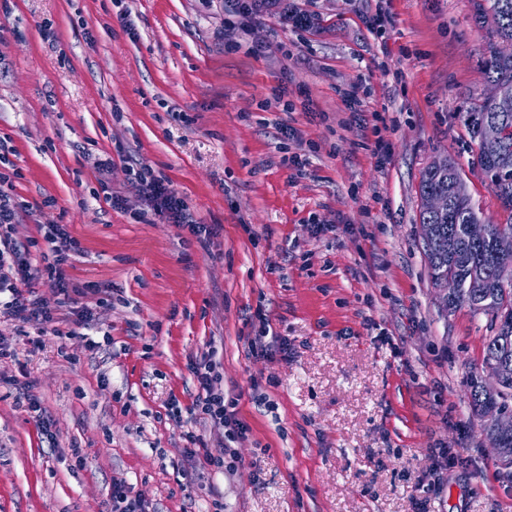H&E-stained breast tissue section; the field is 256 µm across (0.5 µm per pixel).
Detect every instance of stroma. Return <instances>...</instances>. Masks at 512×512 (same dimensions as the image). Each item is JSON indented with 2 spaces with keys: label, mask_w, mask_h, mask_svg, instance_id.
<instances>
[{
  "label": "stroma",
  "mask_w": 512,
  "mask_h": 512,
  "mask_svg": "<svg viewBox=\"0 0 512 512\" xmlns=\"http://www.w3.org/2000/svg\"><path fill=\"white\" fill-rule=\"evenodd\" d=\"M379 8L392 17L383 41L367 28ZM233 17L229 0H0V172L18 237L67 225L82 246L71 286L112 295L87 329L112 343L94 351L0 318L15 352L14 382L0 384V512H109L116 477L151 512H207L217 495L224 512H414L424 497L430 512H512V466L465 386L489 318L443 310L419 224L421 175L446 154L481 218H508L458 118L486 88L489 33L473 0H267L225 35ZM278 87L308 108L271 106ZM382 110L396 120L383 169ZM282 127L313 147L304 175L280 164ZM131 157L217 227L209 245L141 215ZM260 306L287 356L245 346ZM211 349L249 428L230 474L202 471L186 450L192 430L220 452L192 414L191 367ZM19 384L50 435L17 404ZM441 447L455 465L430 492Z\"/></svg>",
  "instance_id": "stroma-1"
}]
</instances>
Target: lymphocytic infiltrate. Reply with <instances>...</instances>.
Segmentation results:
<instances>
[{"label": "lymphocytic infiltrate", "mask_w": 512, "mask_h": 512, "mask_svg": "<svg viewBox=\"0 0 512 512\" xmlns=\"http://www.w3.org/2000/svg\"><path fill=\"white\" fill-rule=\"evenodd\" d=\"M129 185L147 211L168 223L189 228L200 242H207L210 230L197 222L167 180L134 162L130 165ZM18 220L16 202L8 192L0 190V314L37 321L52 335H60L62 310L72 304L64 267L79 251L80 243L69 234L65 225L48 224L43 234L46 251L32 255L31 241H22L15 236ZM44 278L54 282L55 300L37 295L35 285ZM220 368L221 362L212 350L194 363L192 372L197 382V394L193 412L196 420L208 424L223 439L222 455H204L203 468L230 473L235 469L237 458L234 444L244 438L247 428L236 417L235 399L224 392Z\"/></svg>", "instance_id": "obj_1"}]
</instances>
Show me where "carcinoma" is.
I'll return each instance as SVG.
<instances>
[{"label":"carcinoma","mask_w":512,"mask_h":512,"mask_svg":"<svg viewBox=\"0 0 512 512\" xmlns=\"http://www.w3.org/2000/svg\"><path fill=\"white\" fill-rule=\"evenodd\" d=\"M475 21L491 34L481 59L486 84H512V52L500 50L499 44L512 42V0H475ZM469 141L479 145L489 123L500 126L504 143L494 158L477 152L471 164L478 167L502 204L512 211V100L504 102L483 95L458 113ZM448 197V210L434 213L426 208L427 197ZM419 211L424 253L433 284L446 290L442 306L447 311L467 306L476 313L490 316V336L485 338L484 365L501 373L500 389L488 393L480 376L471 373L466 379L469 404L476 413L490 409L512 411V283L498 279L497 271L512 265V256H503L495 241L501 233H512L509 224H491L486 238L472 241L467 234L469 224L480 217L465 193L462 168L451 156L440 164L429 165L422 173Z\"/></svg>","instance_id":"obj_1"}]
</instances>
